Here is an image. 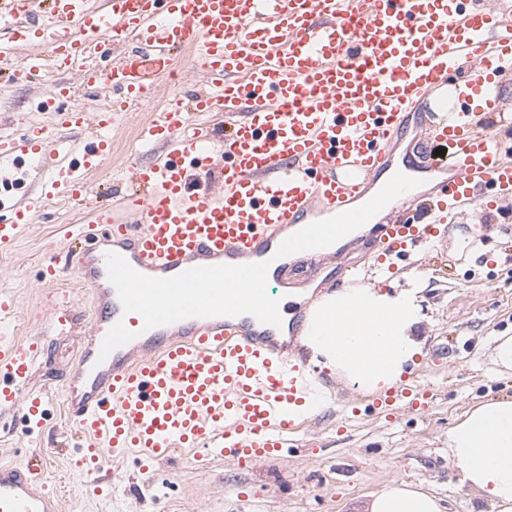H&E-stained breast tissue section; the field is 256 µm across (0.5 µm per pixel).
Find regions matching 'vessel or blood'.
Masks as SVG:
<instances>
[{
  "label": "vessel or blood",
  "instance_id": "b4317fda",
  "mask_svg": "<svg viewBox=\"0 0 512 512\" xmlns=\"http://www.w3.org/2000/svg\"><path fill=\"white\" fill-rule=\"evenodd\" d=\"M8 27L0 59L12 81L44 69L59 73L36 108L55 116V132L14 139L0 135V160H45L71 154L68 166L41 178L38 194L0 224V247L61 196L87 198L88 175L112 149L119 113L151 99L160 73L172 72L170 52L190 50L203 85L190 103L170 99L140 126L139 139L162 148L161 160L129 162L133 192L109 208L90 206L93 246L49 257L43 277L74 270L92 295L93 331L65 384L68 415L82 436L78 466L99 491L111 464L137 452L143 485L176 448L197 449V462L219 457L239 466L300 447L301 426L325 408L314 391L317 366L298 357L295 343L307 318L263 324L250 315L191 318L143 330L124 314L108 280L106 256H124L140 273L171 277L190 268L269 262V282L288 287L297 261L336 266L337 281L361 271L337 265L324 249L277 257L282 241L309 223L354 209L379 191L394 165L408 123L451 150L431 164L437 182L391 202L366 253L378 263L437 238L458 210L493 207L512 198V152L483 124L495 102L485 86L512 75V0L486 10L476 0H0ZM129 42L110 71L87 61ZM40 44L18 57L20 47ZM116 84L95 116L59 109L71 87ZM458 80L452 120L432 122L421 105ZM229 125L223 145L213 129ZM88 130L78 146L66 130ZM13 295L0 291V407H16L40 424L46 399L22 395L50 337L74 328L69 310L52 316L46 333L28 342L10 335ZM135 337L99 360L101 342L117 321ZM429 389L408 378L373 393L366 407L393 416L426 410ZM31 462L0 467V512H58L38 492Z\"/></svg>",
  "mask_w": 512,
  "mask_h": 512
}]
</instances>
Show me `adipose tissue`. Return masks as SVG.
<instances>
[{
	"instance_id": "obj_1",
	"label": "adipose tissue",
	"mask_w": 512,
	"mask_h": 512,
	"mask_svg": "<svg viewBox=\"0 0 512 512\" xmlns=\"http://www.w3.org/2000/svg\"><path fill=\"white\" fill-rule=\"evenodd\" d=\"M303 342L314 364L370 394L400 379L420 353L415 290L389 296L346 288L323 297ZM448 449L465 484L477 489L493 512H512V398L481 404L448 432ZM367 512H446L441 498L420 486L391 482L370 495Z\"/></svg>"
}]
</instances>
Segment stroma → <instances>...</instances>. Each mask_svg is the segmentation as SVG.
Wrapping results in <instances>:
<instances>
[{"label":"stroma","mask_w":512,"mask_h":512,"mask_svg":"<svg viewBox=\"0 0 512 512\" xmlns=\"http://www.w3.org/2000/svg\"><path fill=\"white\" fill-rule=\"evenodd\" d=\"M53 78L32 76L25 83H0V130L24 138L50 126L48 114L35 111L34 99ZM150 114L136 104L122 115L112 133V151L91 175L100 204L131 187L129 159L150 163L155 152L137 139ZM37 160L0 163V221L11 218L9 204L38 192ZM86 210L65 199L38 212L24 233L0 248V291L16 302L19 340L38 335L51 295L67 293L78 319L76 329L49 341L29 383L33 392L48 395L42 423L29 428L21 412L0 409V465L45 459L37 480L39 491L56 497L59 512H360L368 496L390 482L423 484L442 498L447 512H490L489 505L465 486L448 455V431L467 411L499 397L512 396V371L494 362L495 340L512 336V202L477 213L458 214L455 227L442 238L394 257L386 266L365 271V286L397 295L418 287L416 335L422 352L412 374L422 376L435 399L429 411H400L386 420L370 412L353 417L346 434L332 419L313 424L308 444L291 448L281 459L226 465L212 458L198 464L188 449H175L154 468L153 488L139 492V466L134 458L113 464L109 494H91L75 466L80 439L71 426L64 402V381L83 351V334L93 325L90 293L75 272L62 271L44 282L45 258L65 243L70 226L83 224ZM479 219L473 233L476 254L457 252L463 226Z\"/></svg>","instance_id":"stroma-1"}]
</instances>
